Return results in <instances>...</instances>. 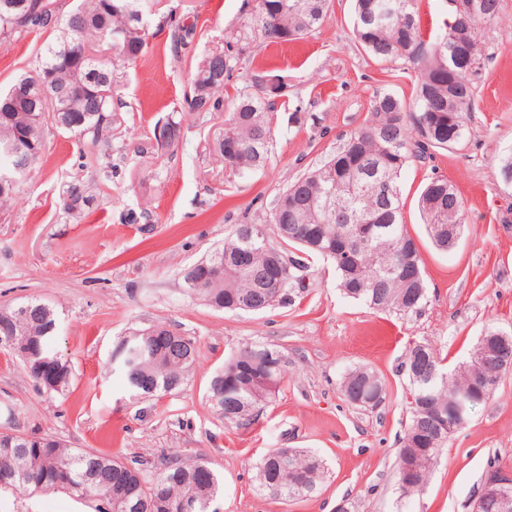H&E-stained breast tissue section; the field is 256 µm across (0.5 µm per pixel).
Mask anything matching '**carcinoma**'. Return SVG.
<instances>
[{
	"label": "carcinoma",
	"instance_id": "1",
	"mask_svg": "<svg viewBox=\"0 0 512 512\" xmlns=\"http://www.w3.org/2000/svg\"><path fill=\"white\" fill-rule=\"evenodd\" d=\"M32 9L22 19L0 9V40H19L35 29L49 30L53 37L37 54L36 63L13 84L48 82L53 95L76 85L83 97L77 111L62 112L58 100L44 103L16 102L10 90L0 91V180L8 177L13 188L0 190V204L8 203L16 187L39 159L45 128L51 126L73 134L92 145L107 143L117 119L114 95L122 79L117 64L109 65L92 55L85 66L67 63L68 51L84 45L112 49L113 59L132 61L146 52L147 23L171 26L181 41L191 29L180 25L173 12L160 7V0H80L75 9L62 13L59 0H31ZM353 32L360 46L380 62L404 60L415 73L413 101L394 93L376 96L373 120L350 134L336 152L287 185L275 199L268 223L282 241L286 260L277 282L261 288L252 272L275 262L263 250V239L246 236V225L238 224L205 259L198 270L204 283L193 289L209 305L227 311H266L292 302L302 286L307 261L331 263L344 294L372 309L414 312L427 295L424 276L414 281L397 273L401 267L422 271L417 244L403 223L400 177L413 159L431 150L451 148L448 141L424 130L438 115H452L464 129L463 114L474 99L472 77L484 60L477 26L499 14L500 0H482L475 20L452 22L442 36L424 39L415 0H353ZM329 0H260L255 24L268 41L301 38L329 18ZM468 44L470 60L459 79L448 82V70H457L455 39ZM249 39V32L229 35L224 50L204 59L184 100L193 112H220L226 81L246 60L244 48L235 45ZM270 72H256L251 84L236 89L234 110L224 121V134L215 152L240 170L266 165L272 141L277 103L281 95L259 89V81ZM65 209L77 213L85 205L81 188L66 190ZM419 211L434 244L448 249V225L461 223L462 202L453 185L433 177L418 201ZM316 228L323 237L314 248L305 229ZM30 309L22 332L16 331L18 308ZM20 307L0 309V336L10 334L28 343L31 355L22 359L40 390L62 393L70 372L54 349L58 315L48 304L30 299ZM133 339L119 342L116 368L130 391L143 397H160L179 389L199 357L197 341L164 325L131 332ZM280 350L264 344L242 347L209 383V398L220 417L231 422L250 420L256 408L279 389L287 372L286 361L272 370L273 386H259L267 353ZM507 366L488 382L490 397L504 374L512 369V342L503 350ZM409 379L410 423L402 438L396 472L403 476L406 459L421 439L419 430L432 428L436 444L424 457L414 460L417 481L402 493L418 492L427 482L436 455L448 442V425L460 430L476 402L471 400L468 370L461 367L452 378L436 353L416 345L405 363ZM385 381L376 372L359 368L349 372L342 390L349 402L363 403ZM13 478L0 482V493L40 495L67 491L94 507V512H182L185 502L192 512H210L220 478L212 463L166 460L154 473L142 469L140 461L123 462L95 450L70 448L46 436L37 444L20 432L0 436V473ZM326 475L323 459L301 448H275L257 465L259 487L276 499L288 501L318 494ZM304 485L295 493V485Z\"/></svg>",
	"mask_w": 512,
	"mask_h": 512
}]
</instances>
